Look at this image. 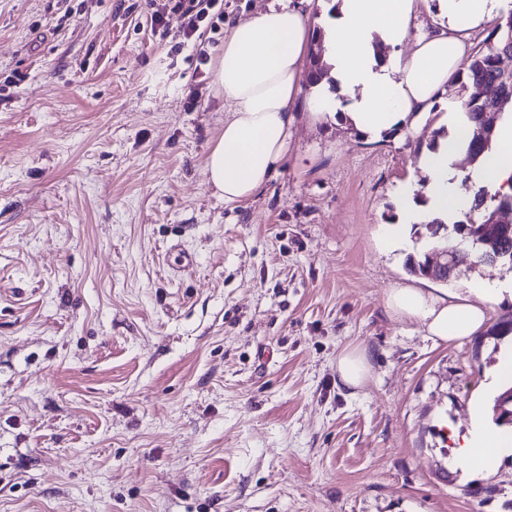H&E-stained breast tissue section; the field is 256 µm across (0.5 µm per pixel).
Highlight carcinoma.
Segmentation results:
<instances>
[{
	"mask_svg": "<svg viewBox=\"0 0 512 512\" xmlns=\"http://www.w3.org/2000/svg\"><path fill=\"white\" fill-rule=\"evenodd\" d=\"M512 26V14L506 24L498 26L493 35L496 43L487 50H479L469 56L464 71L458 73L455 94L462 98L466 114L471 126V133L465 139L466 152L472 160H477L492 144L494 131L487 129L485 112L489 105L476 97L475 92L482 85L494 83L500 76L501 59L506 52L509 27ZM465 193L472 195V207L469 212H478L475 219L460 221L448 228V245L456 248L454 257L456 269L452 277H458L462 272L473 268L474 258L484 259L489 252L499 254L498 263L512 269V224L498 227L497 233L488 231L487 224L497 212L512 211V196L488 194V191L469 185V180L462 182ZM512 391V384L505 387L494 399L493 422L499 427L512 428V408L499 411L502 397Z\"/></svg>",
	"mask_w": 512,
	"mask_h": 512,
	"instance_id": "cac0c4a2",
	"label": "carcinoma"
}]
</instances>
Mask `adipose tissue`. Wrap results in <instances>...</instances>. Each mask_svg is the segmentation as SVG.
<instances>
[{"label": "adipose tissue", "instance_id": "obj_1", "mask_svg": "<svg viewBox=\"0 0 512 512\" xmlns=\"http://www.w3.org/2000/svg\"><path fill=\"white\" fill-rule=\"evenodd\" d=\"M324 27V59L329 74L315 85L323 110L343 113L360 133L378 140L390 131L416 129L424 114L444 104L448 137L427 150L421 190L425 206H415L409 190L398 196L402 223L434 220L452 224L470 201L460 187L512 195V114L499 121L488 152L459 171L461 143L469 130L465 110L443 96L467 55L472 34L505 22L512 0H438L445 30L411 38L418 0H337ZM309 19L293 0L275 4L245 23L233 24L213 66V85L224 98V131L207 160L210 182L225 202L246 200L271 179L288 151L292 111L302 88L310 54ZM410 52H403L406 41ZM482 280L438 295L404 286L390 290L389 310L420 323L439 342L463 341L489 319L481 300L497 293ZM512 443L474 429L452 453L454 462L480 475L498 468Z\"/></svg>", "mask_w": 512, "mask_h": 512}]
</instances>
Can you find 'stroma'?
Here are the masks:
<instances>
[{"label": "stroma", "instance_id": "obj_1", "mask_svg": "<svg viewBox=\"0 0 512 512\" xmlns=\"http://www.w3.org/2000/svg\"><path fill=\"white\" fill-rule=\"evenodd\" d=\"M166 2L0 0V512H512L511 459L448 465L503 348L386 306L461 285L411 274L398 224L438 113L374 141L303 87L283 163L224 202V35ZM336 373L343 386L350 389L364 387L371 374V364L365 350L344 348L336 358Z\"/></svg>", "mask_w": 512, "mask_h": 512}]
</instances>
